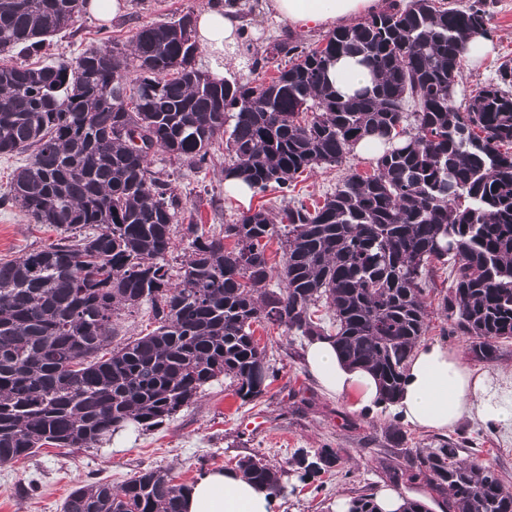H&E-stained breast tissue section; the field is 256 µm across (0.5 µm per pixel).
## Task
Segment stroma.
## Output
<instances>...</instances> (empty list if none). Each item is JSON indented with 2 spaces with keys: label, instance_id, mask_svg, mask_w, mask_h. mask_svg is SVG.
I'll return each instance as SVG.
<instances>
[{
  "label": "stroma",
  "instance_id": "stroma-1",
  "mask_svg": "<svg viewBox=\"0 0 512 512\" xmlns=\"http://www.w3.org/2000/svg\"><path fill=\"white\" fill-rule=\"evenodd\" d=\"M124 9L103 21L82 11L66 30L50 38L44 62L72 58L99 45L103 33L128 43L136 28L177 20L195 12L209 0H123ZM244 15L236 56L225 65L230 80L250 81L253 55L272 46L288 33L286 23L264 8L262 0H240ZM492 39L480 62L463 67L456 102L464 104L471 90L490 82L498 64L512 58V0H491ZM227 157L216 150L208 167L194 171L155 153L152 168L178 186L195 223L215 229L242 213L260 208L278 212L285 200L310 204L333 193L346 175L371 172V157L349 152L341 163L324 164L294 180L289 194L267 189L239 199L224 188L221 171ZM57 231L37 224L16 207H0V259H15L55 241ZM448 323L432 314L425 339L458 350L479 370L512 376V340L502 342L494 361H475L471 341L447 333ZM255 337L267 347V359L276 373L267 393L245 402L227 380L204 387L196 402L181 408L161 427H123L94 448H41L35 455L0 467V512H62L69 493L79 485L104 481L120 486L138 471L167 468L177 482L194 484L210 471L233 469L238 458L257 454L279 462L301 451L341 449L343 463L331 472L310 476L293 466L284 477V491L274 512H336L339 501L359 493L378 494L392 488L403 497L424 501L432 512H450L445 499L430 485L398 477L403 463L400 448L437 443L438 433L402 423L389 407L368 413L355 410L352 400L327 394L304 363L305 337L259 328ZM262 418V428L241 425L248 414ZM452 439L464 441L462 457L494 466L512 488V432L476 420H464L450 430Z\"/></svg>",
  "mask_w": 512,
  "mask_h": 512
}]
</instances>
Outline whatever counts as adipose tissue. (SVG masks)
<instances>
[{"label": "adipose tissue", "instance_id": "ef3b65f1", "mask_svg": "<svg viewBox=\"0 0 512 512\" xmlns=\"http://www.w3.org/2000/svg\"><path fill=\"white\" fill-rule=\"evenodd\" d=\"M376 4L377 0H269L268 8L277 19L307 32L351 21ZM239 25L231 7L201 9L193 21L197 40L228 58L237 48ZM327 78L337 92L349 96L369 86L373 75L359 58L346 56L330 65ZM304 359L326 393L354 397L355 408L363 411L383 407V393L373 374L349 365L330 337L311 338ZM393 411L403 423L440 433L465 419L512 428V381L471 368L441 343H424L408 361ZM273 505L265 488L231 472L211 471L187 493L184 512H273Z\"/></svg>", "mask_w": 512, "mask_h": 512}]
</instances>
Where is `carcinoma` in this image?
<instances>
[{"label": "carcinoma", "mask_w": 512, "mask_h": 512, "mask_svg": "<svg viewBox=\"0 0 512 512\" xmlns=\"http://www.w3.org/2000/svg\"><path fill=\"white\" fill-rule=\"evenodd\" d=\"M85 2L0 0V49L41 55ZM185 21L190 14L142 26L127 47L106 39L68 61L0 65V154L28 153L0 206L10 201L60 232L0 260V466L46 445L93 448L128 423L159 425L221 376L242 399L259 398L275 372L253 326L326 336L321 304L333 311L340 354L392 400L429 329L428 274L450 258L453 286L438 303L449 333L472 338L485 362L512 339V153L502 151L512 145V59L467 104H454L468 33L492 38L488 0L464 8L385 0L322 44L275 42L255 55L252 82L198 69L194 33L177 37ZM343 56L375 74L348 97L325 80ZM372 138V174L346 176L321 206L283 210L279 266L266 255L276 220L258 209L217 232L188 222V255L171 280V224L185 207L151 168L157 150L200 170L224 141V179L286 196L297 174L338 164ZM88 226L95 232L84 233ZM274 276L280 287L271 290ZM144 302L155 329L109 348L120 311ZM459 452L448 439L403 449L411 479L448 497L454 512H512L498 472ZM293 464L328 473L342 456L320 448L273 464L249 455L236 467L276 496ZM189 490L168 470L144 469L118 489L75 488L62 512H182ZM347 505L381 512L372 494Z\"/></svg>", "instance_id": "carcinoma-1"}]
</instances>
